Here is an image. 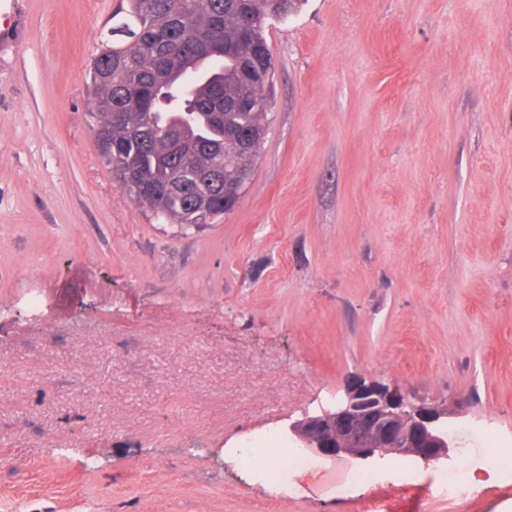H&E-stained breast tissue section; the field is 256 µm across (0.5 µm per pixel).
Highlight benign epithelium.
<instances>
[{"mask_svg":"<svg viewBox=\"0 0 512 512\" xmlns=\"http://www.w3.org/2000/svg\"><path fill=\"white\" fill-rule=\"evenodd\" d=\"M448 406L415 407L386 385L356 383L344 396L288 424L287 433L303 448L360 461L391 456L425 461L448 457L451 444L439 426Z\"/></svg>","mask_w":512,"mask_h":512,"instance_id":"obj_1","label":"benign epithelium"}]
</instances>
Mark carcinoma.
<instances>
[{"label":"carcinoma","mask_w":512,"mask_h":512,"mask_svg":"<svg viewBox=\"0 0 512 512\" xmlns=\"http://www.w3.org/2000/svg\"><path fill=\"white\" fill-rule=\"evenodd\" d=\"M123 2L114 39L99 44L89 70L101 158L163 223L215 220L224 192L251 177L272 79L243 77L226 51L247 56L266 46L268 20L288 18L301 0ZM243 131L248 149L234 140Z\"/></svg>","instance_id":"carcinoma-1"}]
</instances>
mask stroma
Returning a JSON list of instances; mask_svg holds the SVG:
<instances>
[{
    "instance_id": "35a3bbf8",
    "label": "stroma",
    "mask_w": 512,
    "mask_h": 512,
    "mask_svg": "<svg viewBox=\"0 0 512 512\" xmlns=\"http://www.w3.org/2000/svg\"><path fill=\"white\" fill-rule=\"evenodd\" d=\"M119 3L0 0V512H512L499 473L350 488L389 460L309 450L275 494L235 453L355 381L456 406L449 463L512 448V0L271 22L253 173L186 236L91 131ZM440 490L451 497H462L473 492L468 470L462 467L443 468L439 475Z\"/></svg>"
}]
</instances>
